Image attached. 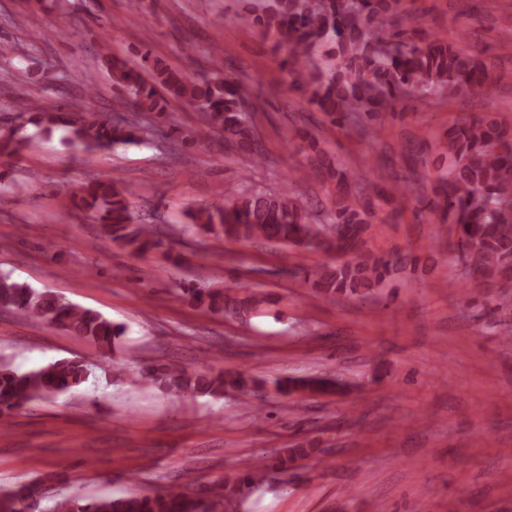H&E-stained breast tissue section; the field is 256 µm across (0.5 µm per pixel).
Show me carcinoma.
Returning <instances> with one entry per match:
<instances>
[{
  "label": "carcinoma",
  "mask_w": 512,
  "mask_h": 512,
  "mask_svg": "<svg viewBox=\"0 0 512 512\" xmlns=\"http://www.w3.org/2000/svg\"><path fill=\"white\" fill-rule=\"evenodd\" d=\"M401 0H268L254 23L275 35L286 50L287 71L299 74L293 84L308 93V102L332 123H351L367 131L363 122L380 123L398 103L421 100L432 93L450 99L475 91L492 94L497 78L481 57L435 37L417 40L416 32L393 26L392 15ZM113 88L124 96L130 114L118 120L90 112L85 96L73 99L65 112L29 108L21 123L0 135V156L10 158L27 141L23 129L31 124L44 132L67 130V140L85 149H110L143 136L154 135L150 114L174 123L169 105L182 101L195 106L203 122L224 132V143L253 167L263 164L262 146L253 120L245 110L248 90L227 78L185 77L158 60L142 72L114 56L109 63ZM448 161L444 174L435 175L430 209L441 223L455 226L448 249L463 264L466 305L479 303L493 312L508 299L491 292L512 288V127L482 116L457 122L440 142ZM315 176L336 185L333 205L320 217L299 201L296 182ZM360 175L333 165L325 156L311 167H295L288 183L277 192L244 188L230 200L191 214L207 233L234 240L290 243L305 249L338 253L345 261L323 271L316 285L327 295H361L376 287L390 269L401 263L393 256L365 258L368 230L376 204L355 191ZM71 202L89 213H103V228L116 243L136 253L162 245L157 230L133 222L130 194L125 188L92 180L70 195ZM198 306L228 311L229 297L222 290L185 289ZM0 308L30 319L59 326L73 336L110 349L125 334V327L91 309L78 307L49 290H36L0 274ZM84 362L62 359L20 372L0 367V417L39 400L68 393L88 379ZM148 380L168 393L221 397L224 390L246 391L255 384L241 370L195 373L177 366L151 370ZM278 389L285 395L308 390L318 395L338 394L339 381L323 378L287 379ZM315 452L313 448H283L276 463L287 468ZM266 464L256 461L235 485L229 482L196 497L180 487L152 494L135 491L93 500L71 497L53 512H240L239 487H255L264 478Z\"/></svg>",
  "instance_id": "carcinoma-1"
}]
</instances>
